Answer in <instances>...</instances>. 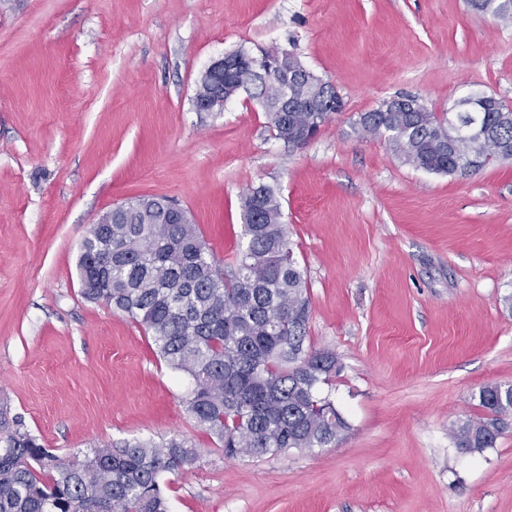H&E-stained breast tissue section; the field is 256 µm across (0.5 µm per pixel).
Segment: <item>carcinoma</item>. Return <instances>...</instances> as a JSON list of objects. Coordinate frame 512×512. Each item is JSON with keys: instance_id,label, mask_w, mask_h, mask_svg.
<instances>
[{"instance_id": "cac0c4a2", "label": "carcinoma", "mask_w": 512, "mask_h": 512, "mask_svg": "<svg viewBox=\"0 0 512 512\" xmlns=\"http://www.w3.org/2000/svg\"><path fill=\"white\" fill-rule=\"evenodd\" d=\"M498 19L512 0H472ZM280 79L253 82L261 102ZM275 138L315 136L333 112H267ZM363 135L385 136L406 162L432 173L467 174L512 159V107L494 96L479 111L386 109L358 116ZM170 199L153 197L90 230L77 263L82 295L130 318L173 370L193 383L183 399L194 426L226 458H262L326 448L349 429L319 386L336 374V354L307 344L311 299L288 240L279 193L268 185L240 198L245 244L217 259L198 225L181 224ZM486 418L452 424L456 448L481 454L512 427V383L478 394ZM186 438L137 439L64 461L15 421L0 448V512H169L162 481L196 463Z\"/></svg>"}]
</instances>
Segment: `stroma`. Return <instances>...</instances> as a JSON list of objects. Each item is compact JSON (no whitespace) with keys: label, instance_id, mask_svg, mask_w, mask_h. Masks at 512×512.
Here are the masks:
<instances>
[{"label":"stroma","instance_id":"stroma-1","mask_svg":"<svg viewBox=\"0 0 512 512\" xmlns=\"http://www.w3.org/2000/svg\"><path fill=\"white\" fill-rule=\"evenodd\" d=\"M276 48L343 103L298 149L253 93L193 107L213 60ZM474 91L512 103V20L469 0H0V413L64 459L191 439L170 512H512V431L472 455L450 436L482 418L480 387L512 383V161L430 173L354 128L399 94L447 112ZM262 183L280 190L349 429L228 459L150 336L82 296L77 262L100 215L148 196L231 259L240 198Z\"/></svg>","mask_w":512,"mask_h":512}]
</instances>
